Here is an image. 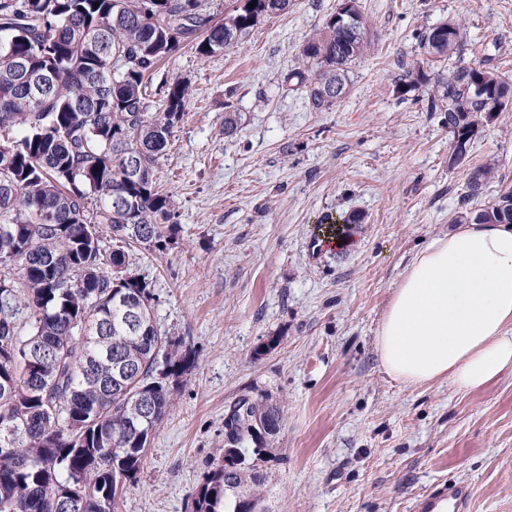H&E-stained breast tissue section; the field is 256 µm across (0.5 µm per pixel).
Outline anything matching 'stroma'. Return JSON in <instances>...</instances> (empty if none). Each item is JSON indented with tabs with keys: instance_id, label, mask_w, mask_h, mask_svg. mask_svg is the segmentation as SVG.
<instances>
[{
	"instance_id": "35a3bbf8",
	"label": "stroma",
	"mask_w": 512,
	"mask_h": 512,
	"mask_svg": "<svg viewBox=\"0 0 512 512\" xmlns=\"http://www.w3.org/2000/svg\"><path fill=\"white\" fill-rule=\"evenodd\" d=\"M337 0H291L211 57L183 47L155 82L191 97L155 169L177 209L167 249L129 253L150 282L161 330L193 361L171 384L174 407L114 512H192L204 472L224 456V411L267 395L284 411L269 465L275 512H408L435 482H465L471 512H512V373L460 392L448 379L410 384L381 365L376 333L414 254L446 234L472 171L498 177L478 204L512 186V108L494 114L452 166L441 115L398 83L468 66L471 44L512 75V0H360L371 50L349 67L336 108L312 109L284 75ZM462 18L469 48L427 63L424 28ZM240 116L224 132V112ZM357 214L344 244L318 254L325 216Z\"/></svg>"
}]
</instances>
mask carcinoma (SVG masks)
I'll use <instances>...</instances> for the list:
<instances>
[{
    "label": "carcinoma",
    "instance_id": "carcinoma-1",
    "mask_svg": "<svg viewBox=\"0 0 512 512\" xmlns=\"http://www.w3.org/2000/svg\"><path fill=\"white\" fill-rule=\"evenodd\" d=\"M215 21L203 0H0V512H112L143 466L174 406L170 380L188 370L182 339L158 327L151 284L129 269V249L160 252L175 200L153 177L189 85L164 81L151 110L148 82L182 45L209 57L238 43L290 0H239ZM254 4L248 8V4ZM367 19L329 17L284 82L307 87L312 107L337 106L348 68L369 53ZM463 25L419 35L435 61L459 54ZM53 77L30 93L12 59ZM482 58L430 77L410 73L401 95L421 91L452 137L449 164L465 162L480 125L512 105V79ZM137 162L132 177L126 160ZM490 160L469 178L467 200L495 178ZM455 224H512V187ZM112 240L107 250L102 226ZM166 349L157 372L154 351ZM224 434L242 462L223 460L197 487L192 512H238L265 501L268 440L283 409L267 395L233 405Z\"/></svg>",
    "mask_w": 512,
    "mask_h": 512
}]
</instances>
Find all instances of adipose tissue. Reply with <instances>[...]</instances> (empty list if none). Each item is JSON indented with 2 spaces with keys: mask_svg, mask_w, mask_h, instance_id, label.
I'll list each match as a JSON object with an SVG mask.
<instances>
[{
  "mask_svg": "<svg viewBox=\"0 0 512 512\" xmlns=\"http://www.w3.org/2000/svg\"><path fill=\"white\" fill-rule=\"evenodd\" d=\"M385 370L461 391L512 372V225L462 224L408 266L377 335Z\"/></svg>",
  "mask_w": 512,
  "mask_h": 512,
  "instance_id": "adipose-tissue-1",
  "label": "adipose tissue"
}]
</instances>
